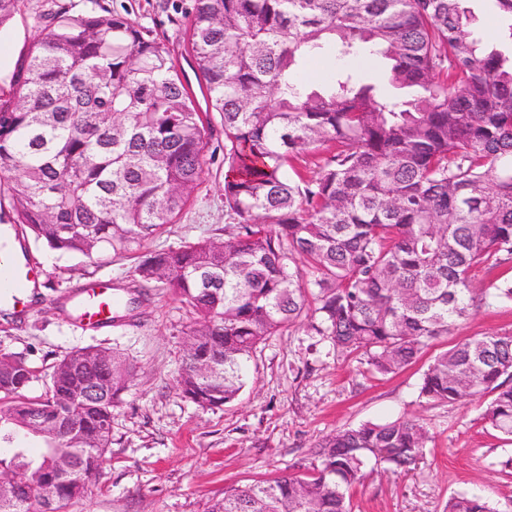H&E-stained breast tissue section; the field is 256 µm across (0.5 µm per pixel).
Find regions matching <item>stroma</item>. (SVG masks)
Returning <instances> with one entry per match:
<instances>
[{"mask_svg": "<svg viewBox=\"0 0 512 512\" xmlns=\"http://www.w3.org/2000/svg\"><path fill=\"white\" fill-rule=\"evenodd\" d=\"M63 7L75 14L108 10L130 15L164 36L190 88L198 79L183 32L192 0H23L0 27V85L8 86L38 34V15ZM199 109H207L198 93ZM207 172L176 224L145 240L134 255L101 262L50 249L31 235L21 240L40 280L23 318L0 312V351L23 358L34 377L26 394L45 392L52 366L70 351L99 346L129 357L133 378L112 415V445L100 473L68 512H209L230 485L313 467L314 445L343 426L399 418L420 419L432 440L423 459L405 469L367 471L351 492L352 512H444L451 496L476 493L494 512H512V437L487 427L486 399L467 404L420 401L422 375L454 344L487 333L512 332V301L477 303L448 336L424 356L390 375L369 371L364 356L294 328L259 345L239 398L204 410L185 398L178 376L193 315L163 283L150 300L122 310L108 332L76 329L68 296L98 282L136 297L132 271L138 257L184 242L224 236V130L213 124L205 149Z\"/></svg>", "mask_w": 512, "mask_h": 512, "instance_id": "obj_1", "label": "stroma"}]
</instances>
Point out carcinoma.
<instances>
[{
    "mask_svg": "<svg viewBox=\"0 0 512 512\" xmlns=\"http://www.w3.org/2000/svg\"><path fill=\"white\" fill-rule=\"evenodd\" d=\"M466 0H193L185 44L213 116L198 111L164 41L138 21L61 7L0 88V211L35 240L98 260L127 255L174 224L206 173L212 120L224 129V239L155 251L134 267L195 314L179 372L203 409L235 401L248 362L293 327L395 374L448 335L475 301L472 272L512 263V51L474 35ZM512 45V0H495ZM329 48L387 60L376 81L343 66L320 91L296 77ZM412 93L402 100L385 86ZM512 301V278L482 300ZM112 351L58 360L44 396L34 371L0 353V440L41 417L43 451L15 449L0 512H29L54 448L74 458L47 512H67L112 444L132 378ZM512 334L437 354L420 397L490 395L484 419L512 436ZM106 396L88 402L86 386ZM431 436L415 420L366 422L315 445L303 475L224 490L210 512H351L370 460L401 469ZM447 512H491L459 494Z\"/></svg>",
    "mask_w": 512,
    "mask_h": 512,
    "instance_id": "1",
    "label": "carcinoma"
}]
</instances>
